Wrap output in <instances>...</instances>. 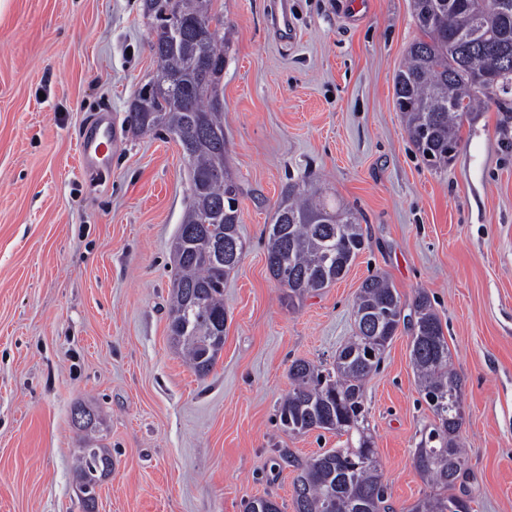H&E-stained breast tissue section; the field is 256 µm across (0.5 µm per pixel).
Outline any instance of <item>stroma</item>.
Returning <instances> with one entry per match:
<instances>
[{
    "instance_id": "1",
    "label": "stroma",
    "mask_w": 512,
    "mask_h": 512,
    "mask_svg": "<svg viewBox=\"0 0 512 512\" xmlns=\"http://www.w3.org/2000/svg\"><path fill=\"white\" fill-rule=\"evenodd\" d=\"M224 163L246 251L224 286V348L206 376L173 348L171 246L189 169L167 135L126 123L156 69L141 0H6L0 8V512H85L74 406L92 408L112 471L94 512H294L300 464L347 445L283 431L289 368L331 367L368 276L403 301L425 291L463 383L458 486L474 512H512V95L464 115L448 166L420 157L394 76L421 39L410 0H218ZM109 119L105 172L81 145ZM291 182L359 219L347 274L289 307L266 262V226ZM399 329L365 383L367 426L391 512L427 487L414 451L434 424Z\"/></svg>"
}]
</instances>
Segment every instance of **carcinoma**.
Here are the masks:
<instances>
[{
    "mask_svg": "<svg viewBox=\"0 0 512 512\" xmlns=\"http://www.w3.org/2000/svg\"><path fill=\"white\" fill-rule=\"evenodd\" d=\"M215 0H143L151 20L152 78L135 94L128 122L137 132L173 135L190 165L193 203L172 243L177 270L169 333L200 376L224 348V280L240 265L246 244L239 224V186L224 164L222 81L230 26ZM423 38L414 42L395 74V105L426 163L448 165L458 148L460 120L475 98L506 93L512 86V0H411ZM480 13L488 38H469ZM364 235L353 212L307 184L290 183L272 216L267 267L302 301L342 279L363 251ZM385 277L364 280L356 299L355 334L328 369L304 360L289 370L292 390L277 413L290 435L314 429L357 435L354 448L312 458L294 481L295 512H386V492L366 433L364 386L401 323L411 326L410 360L436 423L415 449V466L430 492L411 512H472L470 499L453 493L465 470L457 443L462 424V383L448 367L450 352L429 297L418 293L411 314ZM107 449L88 440L79 449L78 488L94 492L112 471Z\"/></svg>",
    "mask_w": 512,
    "mask_h": 512,
    "instance_id": "1",
    "label": "carcinoma"
}]
</instances>
